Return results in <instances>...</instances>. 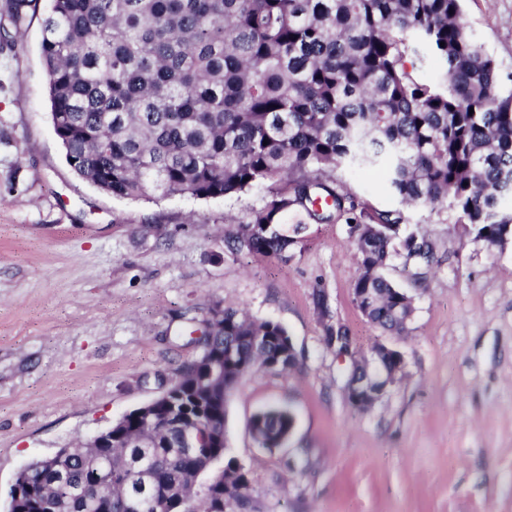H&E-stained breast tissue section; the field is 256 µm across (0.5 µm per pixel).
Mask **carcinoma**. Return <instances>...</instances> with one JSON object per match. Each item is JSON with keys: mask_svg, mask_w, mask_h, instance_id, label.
<instances>
[{"mask_svg": "<svg viewBox=\"0 0 512 512\" xmlns=\"http://www.w3.org/2000/svg\"><path fill=\"white\" fill-rule=\"evenodd\" d=\"M34 0H7L3 36L25 25ZM461 0H50L41 55L54 131L68 165L114 197L151 200L189 193L232 198L272 181L279 187L236 225L238 251L275 257L305 224L284 227L302 209L315 221L349 226L359 267L353 295L365 317L400 334L414 312L411 293L385 275L395 258L429 266L424 236L398 233V211L356 208L331 180L343 165L384 179L406 205L451 207L475 238L503 242L499 198L512 175V92L495 60L459 27ZM420 39L440 70L428 83L409 58ZM445 46H440V43ZM474 113H469V110ZM198 356L171 383L177 415L224 432L226 398L255 363L288 362L287 329L215 305ZM224 388L199 386L215 356ZM290 409L269 406L249 421L256 442L278 447L294 429ZM182 434L141 418L112 430L106 444L70 448L54 463H31L32 480L10 490L17 512H98L93 499L62 498L96 468L95 494L136 493L153 512H192L226 448L178 454ZM226 467V494L252 512L248 472Z\"/></svg>", "mask_w": 512, "mask_h": 512, "instance_id": "obj_1", "label": "carcinoma"}]
</instances>
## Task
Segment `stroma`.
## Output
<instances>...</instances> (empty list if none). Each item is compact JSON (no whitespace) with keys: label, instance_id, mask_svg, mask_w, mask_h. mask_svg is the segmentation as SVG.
Masks as SVG:
<instances>
[{"label":"stroma","instance_id":"stroma-1","mask_svg":"<svg viewBox=\"0 0 512 512\" xmlns=\"http://www.w3.org/2000/svg\"><path fill=\"white\" fill-rule=\"evenodd\" d=\"M38 0L0 40V512L27 464L107 429L174 382L200 349L214 305L272 318L300 360L252 370L227 399V454L249 471L258 512H512V244L476 239L452 209L401 207L384 181L346 167L335 177L358 205L401 210L438 265L417 283L404 333L371 325L352 294L358 267L342 222L307 221L279 257L226 239L259 207L261 185L233 198L108 195L68 166L52 126ZM468 34L512 90V0H463ZM349 354L327 342L337 328ZM399 350L401 379L367 411L345 395L355 358L374 342ZM277 404L295 416L270 451L248 421ZM293 470H286V460Z\"/></svg>","mask_w":512,"mask_h":512}]
</instances>
